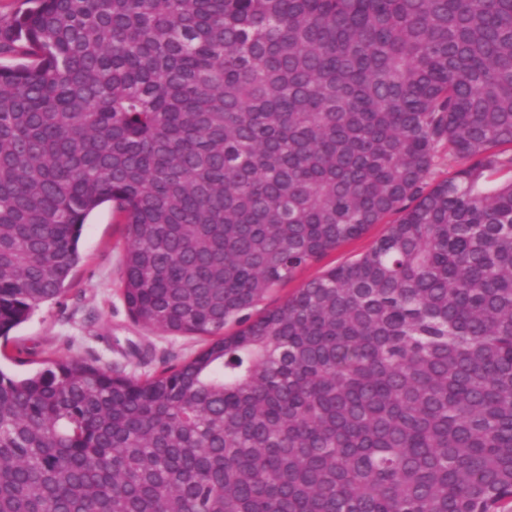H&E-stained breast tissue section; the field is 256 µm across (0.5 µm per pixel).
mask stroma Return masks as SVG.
I'll return each mask as SVG.
<instances>
[{
	"instance_id": "stroma-1",
	"label": "stroma",
	"mask_w": 512,
	"mask_h": 512,
	"mask_svg": "<svg viewBox=\"0 0 512 512\" xmlns=\"http://www.w3.org/2000/svg\"><path fill=\"white\" fill-rule=\"evenodd\" d=\"M385 230V225H373L358 239L300 269L267 295L263 308L282 304L308 280L365 251ZM126 246L119 215L111 204L101 205L83 226L71 285L10 332L6 345L0 346V370L22 377L47 368L51 361L76 357L140 379L179 366L203 350L208 337L172 335L133 321L122 297ZM131 344L145 351L144 359L124 356Z\"/></svg>"
}]
</instances>
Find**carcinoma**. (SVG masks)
I'll return each mask as SVG.
<instances>
[{"instance_id":"obj_1","label":"carcinoma","mask_w":512,"mask_h":512,"mask_svg":"<svg viewBox=\"0 0 512 512\" xmlns=\"http://www.w3.org/2000/svg\"><path fill=\"white\" fill-rule=\"evenodd\" d=\"M25 2L0 24L29 58L0 67V336L110 203L133 320L213 341L145 379L0 370V512L512 501V0ZM387 226L388 224H375L358 239L327 253L321 259L300 269L290 281L273 289L264 301L259 304L256 311H263L264 309L273 308L282 304L308 280L322 275L329 269L336 267L351 257L365 251L385 232Z\"/></svg>"}]
</instances>
